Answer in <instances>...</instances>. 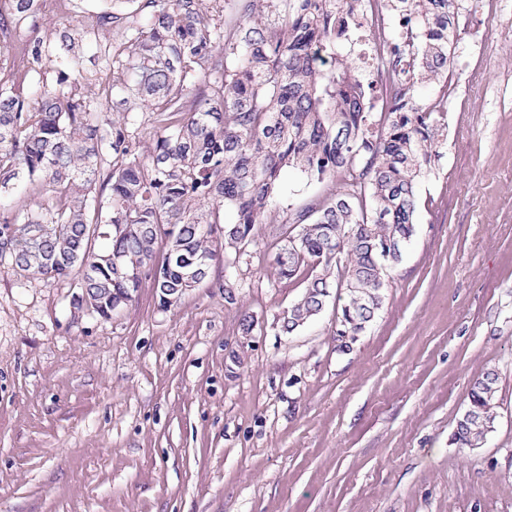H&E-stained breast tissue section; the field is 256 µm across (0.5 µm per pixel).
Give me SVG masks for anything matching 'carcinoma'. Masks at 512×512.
Listing matches in <instances>:
<instances>
[{
    "label": "carcinoma",
    "mask_w": 512,
    "mask_h": 512,
    "mask_svg": "<svg viewBox=\"0 0 512 512\" xmlns=\"http://www.w3.org/2000/svg\"><path fill=\"white\" fill-rule=\"evenodd\" d=\"M82 2L53 25L59 53L38 34L40 0H0V34L30 23L27 57L55 73L19 76L0 53V260L26 279L79 276L89 298L78 307L102 318L144 276L168 307L172 290L198 287L219 257L236 263L274 208L294 226L277 274L305 283L283 332L323 310L341 254L336 336L364 332L414 235L416 187L440 128L407 99L369 135L364 85L338 51L362 0H102L89 14ZM392 9L423 27L412 83L437 79L458 36V0ZM88 52L103 61L95 74ZM145 116L157 137L144 154L134 145ZM290 169L331 181L330 201L279 206ZM31 188L37 200L15 209ZM193 259L207 261L197 280L186 276ZM497 392L493 370L473 383L458 447L484 443Z\"/></svg>",
    "instance_id": "1"
}]
</instances>
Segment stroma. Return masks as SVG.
Listing matches in <instances>:
<instances>
[{
	"label": "stroma",
	"mask_w": 512,
	"mask_h": 512,
	"mask_svg": "<svg viewBox=\"0 0 512 512\" xmlns=\"http://www.w3.org/2000/svg\"><path fill=\"white\" fill-rule=\"evenodd\" d=\"M451 55L415 85L447 121L418 186L416 232L351 348L331 289L302 293L262 224L164 309L151 281L112 319L75 280L0 263V512H512V0H460ZM250 332H243V322ZM499 376L485 443L451 442L473 382Z\"/></svg>",
	"instance_id": "1"
}]
</instances>
